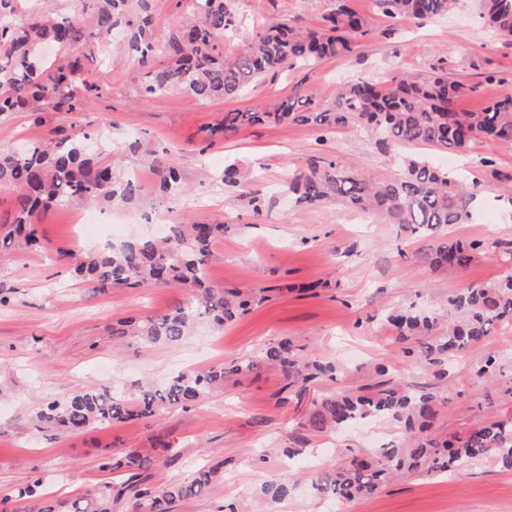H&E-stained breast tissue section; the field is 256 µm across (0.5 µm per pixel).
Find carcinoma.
I'll return each instance as SVG.
<instances>
[{
    "label": "carcinoma",
    "mask_w": 512,
    "mask_h": 512,
    "mask_svg": "<svg viewBox=\"0 0 512 512\" xmlns=\"http://www.w3.org/2000/svg\"><path fill=\"white\" fill-rule=\"evenodd\" d=\"M382 14L397 21L427 22L448 15L453 0H377ZM480 18L496 35L512 38V0H481ZM152 0H75L65 15L46 17L39 11L21 14L16 0H0V115L16 112L30 102L48 104L55 112H82L102 98L101 87L84 79L94 62L89 39L99 44L122 26L128 32L126 49L142 70L145 95L180 92L198 101L240 96L266 75L285 69L306 68L353 52L370 32L368 21L350 0H336L318 28L286 21L268 24L250 49L235 57L215 52V41L236 26L227 0H193L189 22L173 21L161 32L154 28ZM93 17L94 30L83 19ZM51 43L66 57L52 59L44 52ZM476 92L473 85L449 80L448 73L419 81L401 76L389 87L371 81L342 85L332 104L308 95L276 103L268 110L224 113L209 129L212 137L225 136L246 125L284 122L311 125L332 132L357 126L389 153L399 148L432 147L466 153L477 142L494 141L512 148V90L476 110L460 101ZM26 152L0 151V186L16 192V205L0 218V254L40 248L38 216L69 203H95L110 208L131 204L142 193L140 183L117 175L106 154L112 140L101 133L63 136L55 132L39 141L24 142ZM151 164L167 196H180L181 174L168 151L151 152ZM465 175L436 166L425 158L408 155L401 173L380 183L347 172L335 162L293 173L288 190L300 203L336 199L361 213H379L393 224L414 233L442 235L431 256L436 267L462 269L471 253L484 243L448 236V227L472 217L475 193ZM227 224L188 220L168 225L163 237H141L87 255L68 256L72 278L91 280L102 289L174 287L197 293V302L159 316L126 317L112 325V338L145 346L177 344L202 319L222 327L266 299L267 289L250 293L215 288L209 269L215 261L213 242L224 237ZM448 306L459 320L443 330L439 317L412 308L388 314L385 321L401 344L403 356L441 378L495 326H512V274L492 284H472L451 295ZM275 370L285 384L286 403L304 402L310 385L322 377L336 378L339 367L303 356L288 340L269 346L259 359L231 361L200 372H178L162 383H139L133 389H77L64 399L41 405L32 418L38 431L62 429L72 434L96 426L108 428L135 420H148L174 404L188 406L259 370ZM376 373L385 380L355 390H338L310 402L306 418L288 432L286 456L310 434H330L368 417H388L410 433L409 445L373 448L352 456L336 471L314 477L311 487L319 496L345 499L374 493L388 480L410 474L449 475L467 463L491 461L512 470V414L489 415L462 435L442 438L430 433L440 394L418 389L402 377H390L389 366ZM181 455L171 441H161L152 453L127 449L106 456L101 468L119 471L120 484L64 504V512H112V503L128 502L131 512H170L178 501L207 492L224 476V461L201 467L190 477L163 488L151 484L155 463ZM293 484L281 480L265 484L260 493L272 502L288 498ZM45 495L40 477L18 490L26 500Z\"/></svg>",
    "instance_id": "cac0c4a2"
}]
</instances>
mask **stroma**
I'll return each instance as SVG.
<instances>
[{"label": "stroma", "instance_id": "1", "mask_svg": "<svg viewBox=\"0 0 512 512\" xmlns=\"http://www.w3.org/2000/svg\"><path fill=\"white\" fill-rule=\"evenodd\" d=\"M236 29L218 41L227 54L244 52L272 20L317 26L336 0H230ZM372 32L354 54L307 69H288L249 87L242 96L197 102L180 94L146 96L134 58L106 48L87 73L104 90L86 111L70 114L37 103L0 116V151L49 130L71 133L89 127L113 140L142 138L143 150L113 149V166L139 178L143 197L101 214L100 225L82 227L83 205L67 204L40 217L44 252L0 254V512H14L15 491L42 475L47 494L40 507L97 491L112 473L100 466L104 454L129 447L149 449L159 439L178 443L181 455L156 468L152 481L168 485L215 458L226 462L223 480L203 497L176 502L173 512H215L218 505L243 502L249 512H512V472L476 462L445 476L404 475L380 491L352 500L311 493L308 476L332 472L346 456L368 448L401 444L404 430L373 419L340 439L309 436L298 455L286 457L288 430L302 421L308 404L280 402V376L263 371L226 383L188 407L173 406L147 421L92 427L79 434L36 431L30 416L39 405L84 388H130L150 378L162 381L181 370H203L231 360L262 356L281 339L304 354L333 361L336 379L322 378L310 397L356 387L373 378L375 364L389 360L409 382L443 396L434 427L459 433L484 416L512 412V335L498 330L458 359L446 378L404 360L387 332L383 314L416 305L443 311L449 295L472 284L493 283L512 272L491 242H512V206L499 196L496 173L512 175V149L481 142L466 155L432 148L423 154L439 166L470 170L480 185L468 223L450 227L451 237L488 242L463 270L433 268L428 253L436 241L411 234L385 217H366L340 201L298 202L288 191L289 171L335 161L345 170L382 181L398 174L394 155L382 152L354 128L329 133L299 125H257L214 141L205 129L235 109H265L302 89L319 102H332L339 85L363 79L383 85L403 74L426 79L446 70L449 78L477 86L461 101L476 109L498 98L512 84V42L489 33L479 16V0H456L452 13L422 25L394 22L375 0H351ZM496 82H485L487 73ZM166 147L175 154L190 191L171 198L159 190L147 151ZM492 167H484V159ZM258 173L256 195L263 202L255 216L252 195L224 185L226 165ZM164 211L167 223L192 216L225 222L231 229L215 241L219 259L209 270L217 288H269L268 300L223 329L201 324L173 346L116 343L112 324L128 316L159 315L189 302L178 288H110L68 279L59 257L82 253L154 233L142 223L145 212ZM501 372L493 387L477 376L488 356ZM286 477L297 479L294 493L279 502L261 498L259 488Z\"/></svg>", "mask_w": 512, "mask_h": 512}]
</instances>
